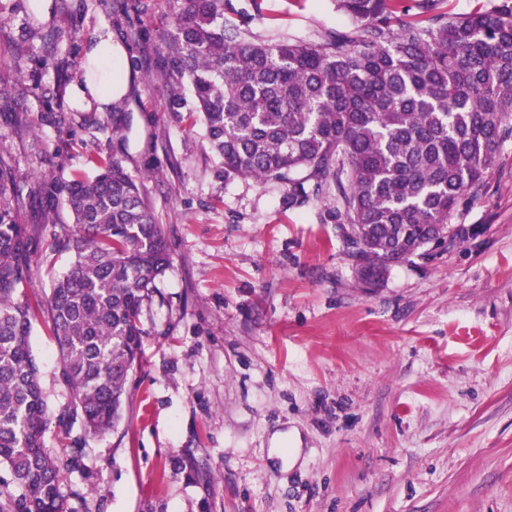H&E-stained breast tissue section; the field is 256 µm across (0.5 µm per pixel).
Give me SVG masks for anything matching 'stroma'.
I'll list each match as a JSON object with an SVG mask.
<instances>
[{
    "label": "stroma",
    "mask_w": 512,
    "mask_h": 512,
    "mask_svg": "<svg viewBox=\"0 0 512 512\" xmlns=\"http://www.w3.org/2000/svg\"><path fill=\"white\" fill-rule=\"evenodd\" d=\"M183 5L0 0V155L24 223H71L37 179L94 176L117 151L172 256L141 312L120 424L46 439L72 459V512H512V136L455 216L457 239L366 286L323 203L225 177L189 90L174 105L167 43ZM224 9L263 39L348 24L333 0ZM104 29L121 90L92 136L71 89ZM30 345L58 410L68 391L44 316Z\"/></svg>",
    "instance_id": "stroma-1"
}]
</instances>
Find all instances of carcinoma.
Wrapping results in <instances>:
<instances>
[{
	"mask_svg": "<svg viewBox=\"0 0 512 512\" xmlns=\"http://www.w3.org/2000/svg\"><path fill=\"white\" fill-rule=\"evenodd\" d=\"M168 66L187 85L224 176L288 186V206L328 203L363 284L409 262L480 187L512 135V8L448 18L445 0H334L349 27L314 40L260 39L224 0H184ZM72 223L33 243L14 168L0 155V466L21 490L12 512H71L70 462L45 448L56 430L96 437L122 416L139 360L140 315L172 265L161 224L117 155L92 178L52 185ZM66 252L45 307L34 269ZM47 322L71 391L50 412L30 350Z\"/></svg>",
	"mask_w": 512,
	"mask_h": 512,
	"instance_id": "carcinoma-1",
	"label": "carcinoma"
}]
</instances>
